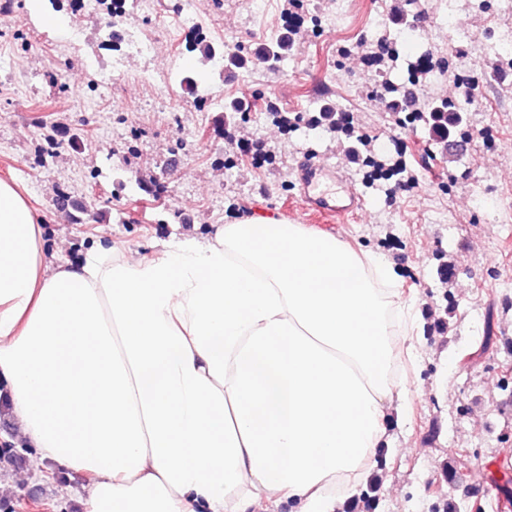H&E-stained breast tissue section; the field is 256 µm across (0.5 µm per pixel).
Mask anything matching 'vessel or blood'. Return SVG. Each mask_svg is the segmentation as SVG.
<instances>
[{
    "instance_id": "b4317fda",
    "label": "vessel or blood",
    "mask_w": 512,
    "mask_h": 512,
    "mask_svg": "<svg viewBox=\"0 0 512 512\" xmlns=\"http://www.w3.org/2000/svg\"><path fill=\"white\" fill-rule=\"evenodd\" d=\"M296 206L305 214L342 223L365 207L348 170L325 163L315 154H307L295 171Z\"/></svg>"
}]
</instances>
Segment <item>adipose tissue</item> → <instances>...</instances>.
<instances>
[{
    "label": "adipose tissue",
    "instance_id": "ef3b65f1",
    "mask_svg": "<svg viewBox=\"0 0 512 512\" xmlns=\"http://www.w3.org/2000/svg\"><path fill=\"white\" fill-rule=\"evenodd\" d=\"M394 268L247 220L154 258L47 259L0 180V380L19 438L86 476V512H335L407 388Z\"/></svg>",
    "mask_w": 512,
    "mask_h": 512
}]
</instances>
